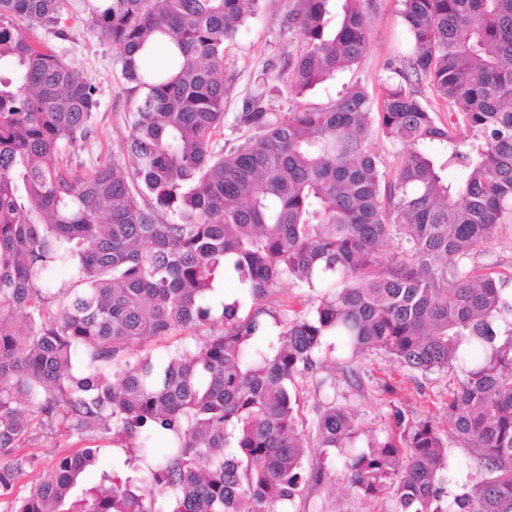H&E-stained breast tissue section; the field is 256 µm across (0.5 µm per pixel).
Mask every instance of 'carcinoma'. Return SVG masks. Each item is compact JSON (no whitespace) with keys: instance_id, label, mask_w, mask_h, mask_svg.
<instances>
[{"instance_id":"carcinoma-1","label":"carcinoma","mask_w":512,"mask_h":512,"mask_svg":"<svg viewBox=\"0 0 512 512\" xmlns=\"http://www.w3.org/2000/svg\"><path fill=\"white\" fill-rule=\"evenodd\" d=\"M66 0H0V499L10 512H285L307 482L298 395L339 338L344 368L380 352L409 371L464 372L448 428L479 472L447 499V438L395 410L394 427L350 454L351 485L397 512H512V289L472 256L512 221V0H400L407 51L374 109L356 86L336 104L278 112L267 74L226 150L224 44L260 0H87L100 38L139 92L127 165L81 172L66 148L92 133L96 89L26 30L58 38ZM295 0L283 29L302 50L295 94L357 64L370 47L367 0ZM157 47L161 71L143 68ZM448 107L439 123L412 82ZM406 147L392 178L375 127ZM457 169L463 177L448 181ZM389 254L388 263L380 254ZM60 270L68 274L55 286ZM239 296L215 314L218 282ZM307 309L266 306L281 282ZM250 303L246 316L240 308ZM209 326L190 345L174 336ZM164 344L157 360L147 342ZM61 420L87 445L16 491L36 457L17 448ZM365 433L324 404L319 448ZM132 449L102 466L100 442ZM166 445L156 452L157 442ZM166 493L158 502L153 491Z\"/></svg>"}]
</instances>
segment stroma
Segmentation results:
<instances>
[{
    "label": "stroma",
    "instance_id": "1",
    "mask_svg": "<svg viewBox=\"0 0 512 512\" xmlns=\"http://www.w3.org/2000/svg\"><path fill=\"white\" fill-rule=\"evenodd\" d=\"M293 6L294 0H260L255 15L227 42L225 62L232 81L224 96L221 143L232 146L249 137V130L235 127L234 117L255 78L264 71L272 86L270 103L279 112L298 103L313 109L329 107L354 86L364 87L373 98H380L382 83L390 75L389 65L402 50L399 0H373L368 11L371 43L365 57L300 97L291 91L287 73L289 62L296 59L301 48L282 29V21ZM62 26L66 31L62 39L41 27L31 29L30 35L80 69L97 90L93 132L87 140L68 148L71 165L85 171L100 163L123 160L131 133L129 114L136 95L122 78L111 45L99 39L83 0H67ZM354 366L356 372L352 375L341 366L332 365L298 378L299 415L304 431H311L319 409L329 400L349 408L361 427L380 434L392 426V414L397 409L406 420L427 419L442 426L446 423L448 393L462 379L457 371L410 372L375 352L358 356ZM322 378L328 382L323 390L318 387ZM77 443L76 435L60 422L26 442L21 455H37L39 463L21 478L19 491H27L31 483L49 476L57 456ZM447 454L445 489L454 495L471 483L477 468L471 449L457 438H449ZM345 462L340 450L310 449L308 466H323L331 477L309 483L286 512H396L391 496L366 498L352 488Z\"/></svg>",
    "mask_w": 512,
    "mask_h": 512
}]
</instances>
